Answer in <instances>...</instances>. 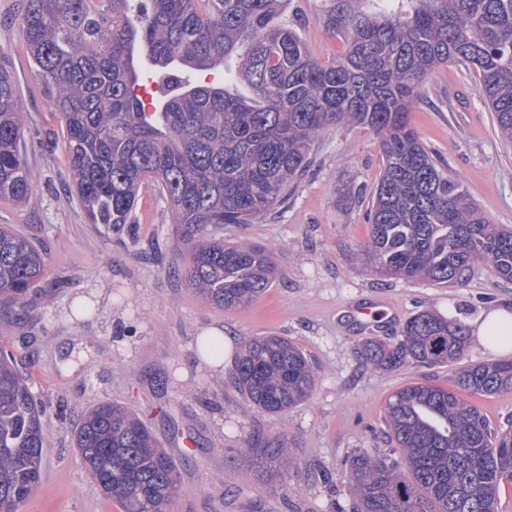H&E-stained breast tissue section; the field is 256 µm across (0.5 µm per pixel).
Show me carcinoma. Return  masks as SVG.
Segmentation results:
<instances>
[{
  "instance_id": "cac0c4a2",
  "label": "carcinoma",
  "mask_w": 512,
  "mask_h": 512,
  "mask_svg": "<svg viewBox=\"0 0 512 512\" xmlns=\"http://www.w3.org/2000/svg\"><path fill=\"white\" fill-rule=\"evenodd\" d=\"M322 24L344 42L316 59L284 21V0H26L17 18L50 105L62 115L75 192L91 224L131 233L142 188L164 196L190 251L188 284L231 310L278 276L265 249L207 240L209 225L251 224L288 200L310 164L314 139L340 124L374 131L382 173L370 192L363 252L374 273L435 286L467 280L478 263L512 280V230L491 223L461 182L420 141L409 120L423 82L448 64L473 67L497 132L512 146V0H324ZM158 95L144 103L138 72ZM224 69V85L201 72ZM23 112L0 68V199L32 192ZM44 272L28 237L0 225L4 320L27 313ZM466 327L429 311L400 338L367 339L360 357L379 368L453 364ZM233 383L248 404L280 413L308 400L315 375L284 336L247 341ZM512 391V361L471 364L455 389L414 383L389 399L385 422L402 460L369 452L345 476L356 512H497L512 482V427L491 428L464 395ZM47 444L44 409L0 343V512H20L39 486ZM88 475L123 512H170L178 469L131 409L90 408L74 429ZM263 482L288 455L284 436L254 435L238 449Z\"/></svg>"
}]
</instances>
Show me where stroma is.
Listing matches in <instances>:
<instances>
[{
    "mask_svg": "<svg viewBox=\"0 0 512 512\" xmlns=\"http://www.w3.org/2000/svg\"><path fill=\"white\" fill-rule=\"evenodd\" d=\"M24 4L0 0V66L22 102L33 191L20 204L0 200V225L43 248L48 298L0 332L42 402L48 444L42 482L20 512H122L104 500L73 446L75 424L101 401L137 410L176 463L181 488L171 512H353L345 470L360 452L389 449L384 415L392 394L415 382L453 388L458 371L380 370L357 356L361 343L395 340L423 310L474 328L491 311H512V283L484 264L447 288L368 272L359 247L369 236L367 194L382 170L380 139L342 124L317 138L316 163L285 207L252 224L209 227L212 237L270 249L280 275L246 307L208 305L182 275L188 249L156 190L142 191L132 235L88 223L68 170L61 114L37 83L15 21ZM322 9V0H291L288 22L325 60L342 44L325 31ZM477 83L473 69L434 70L410 121L489 219L512 229V147L501 144ZM93 292L99 304L73 313L74 301ZM364 303L382 309L383 322L358 321ZM208 326L222 327L239 348L255 336L288 337L314 369L311 397L278 414L254 411L231 383L232 361L221 374L199 365L192 345ZM258 433L288 438L281 481H257L245 458L229 454ZM325 469L332 484L315 478Z\"/></svg>",
    "mask_w": 512,
    "mask_h": 512,
    "instance_id": "stroma-1",
    "label": "stroma"
}]
</instances>
